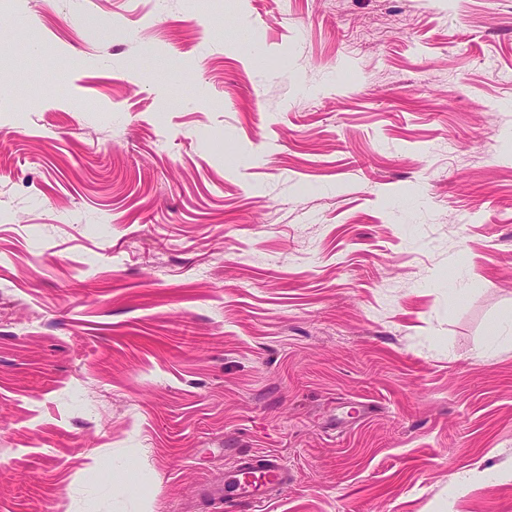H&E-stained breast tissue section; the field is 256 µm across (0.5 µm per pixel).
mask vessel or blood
<instances>
[{"mask_svg": "<svg viewBox=\"0 0 512 512\" xmlns=\"http://www.w3.org/2000/svg\"><path fill=\"white\" fill-rule=\"evenodd\" d=\"M291 478L287 464L270 453L249 454L241 458L235 473L224 488L225 503L262 502L274 491L287 486Z\"/></svg>", "mask_w": 512, "mask_h": 512, "instance_id": "vessel-or-blood-1", "label": "vessel or blood"}]
</instances>
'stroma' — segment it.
Instances as JSON below:
<instances>
[{"mask_svg": "<svg viewBox=\"0 0 512 512\" xmlns=\"http://www.w3.org/2000/svg\"><path fill=\"white\" fill-rule=\"evenodd\" d=\"M511 315L512 0H0V512H512ZM260 474L261 481L256 479ZM291 479L287 464L270 453L249 454L241 458L235 473L224 488V505L240 502H263L273 492L288 485Z\"/></svg>", "mask_w": 512, "mask_h": 512, "instance_id": "obj_1", "label": "stroma"}]
</instances>
